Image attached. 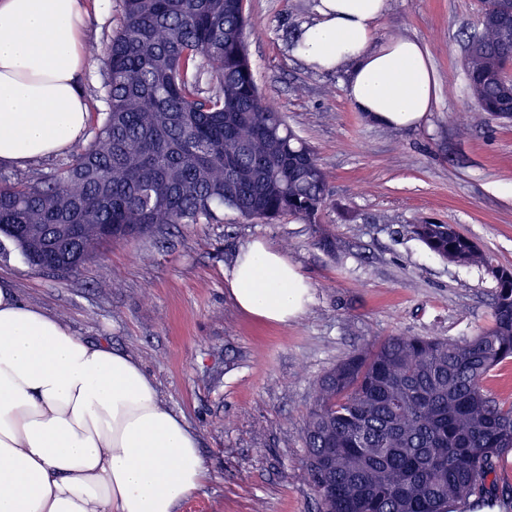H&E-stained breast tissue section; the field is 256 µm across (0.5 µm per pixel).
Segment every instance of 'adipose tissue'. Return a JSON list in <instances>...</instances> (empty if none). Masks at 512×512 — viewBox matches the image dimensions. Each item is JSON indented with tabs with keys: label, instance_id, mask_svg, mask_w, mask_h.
<instances>
[{
	"label": "adipose tissue",
	"instance_id": "adipose-tissue-1",
	"mask_svg": "<svg viewBox=\"0 0 512 512\" xmlns=\"http://www.w3.org/2000/svg\"><path fill=\"white\" fill-rule=\"evenodd\" d=\"M387 10L388 0H319L294 52L344 72L358 111L405 129L432 111L433 73L416 40L374 46ZM84 15L80 0H0V163L63 153L86 131ZM226 282L240 309L273 323L309 300L306 279L259 239ZM208 473L196 435L136 360L0 284V512H176Z\"/></svg>",
	"mask_w": 512,
	"mask_h": 512
}]
</instances>
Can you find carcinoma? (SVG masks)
I'll use <instances>...</instances> for the list:
<instances>
[{"label":"carcinoma","instance_id":"cac0c4a2","mask_svg":"<svg viewBox=\"0 0 512 512\" xmlns=\"http://www.w3.org/2000/svg\"><path fill=\"white\" fill-rule=\"evenodd\" d=\"M465 66L478 111L502 112L490 73L512 64V39L490 18ZM246 0H120L103 47L106 108L70 147L63 176L0 174V248L32 268L78 273L101 249L174 224L320 223L330 175L315 149L256 84ZM430 252L495 283L492 324L462 339L391 335L317 380L293 477L318 512H448L472 498L512 502L498 482L512 457V401L485 382L512 362V269L451 224L407 228Z\"/></svg>","mask_w":512,"mask_h":512}]
</instances>
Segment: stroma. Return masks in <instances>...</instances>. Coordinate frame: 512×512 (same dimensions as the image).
<instances>
[{
  "instance_id": "obj_1",
  "label": "stroma",
  "mask_w": 512,
  "mask_h": 512,
  "mask_svg": "<svg viewBox=\"0 0 512 512\" xmlns=\"http://www.w3.org/2000/svg\"><path fill=\"white\" fill-rule=\"evenodd\" d=\"M315 4L247 0V10L259 88L330 174L320 224L248 223L229 212L220 224L114 244L66 277L32 270L14 248L0 254V280L23 302L135 357L197 433L209 477L178 512H316L313 490L293 473L318 377L376 338H459L491 325L494 282L430 253L407 225H456L512 267V123L478 117L464 67L480 0H389L377 41L419 40L436 79L433 112L408 129L369 121L342 74L293 56L289 35ZM325 228L336 239L331 253L318 244ZM254 239L308 281L297 319L258 320L228 294L224 274Z\"/></svg>"
}]
</instances>
